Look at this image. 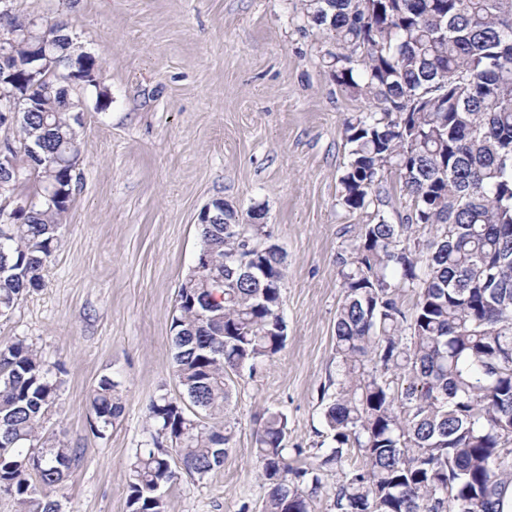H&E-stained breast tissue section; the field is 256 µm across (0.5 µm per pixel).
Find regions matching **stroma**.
Returning <instances> with one entry per match:
<instances>
[{
	"instance_id": "1",
	"label": "stroma",
	"mask_w": 512,
	"mask_h": 512,
	"mask_svg": "<svg viewBox=\"0 0 512 512\" xmlns=\"http://www.w3.org/2000/svg\"><path fill=\"white\" fill-rule=\"evenodd\" d=\"M68 26L99 65L84 103L78 180L39 288L0 316V345L33 344L60 399L43 434L80 458L60 512H127V464L151 442L147 407L182 399L170 323L195 264L198 215L216 198L242 223L263 213L285 254L286 341L233 374L224 464L162 488L166 512H261L255 434L288 418L295 465L327 453L321 392L335 379L337 259L366 213L340 200L344 122L368 108L330 76L326 34L302 0H14ZM118 385L124 411L95 432L89 396Z\"/></svg>"
}]
</instances>
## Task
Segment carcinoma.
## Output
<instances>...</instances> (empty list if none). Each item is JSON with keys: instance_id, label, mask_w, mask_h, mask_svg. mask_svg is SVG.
Returning a JSON list of instances; mask_svg holds the SVG:
<instances>
[{"instance_id": "cac0c4a2", "label": "carcinoma", "mask_w": 512, "mask_h": 512, "mask_svg": "<svg viewBox=\"0 0 512 512\" xmlns=\"http://www.w3.org/2000/svg\"><path fill=\"white\" fill-rule=\"evenodd\" d=\"M304 9L333 41L336 85L371 103L344 123L343 205L369 208L389 173L408 211L401 224L375 213L338 257L339 370L323 412L333 446L316 467L295 466L287 417L268 413L255 438L262 512H310L320 472L350 448L366 465L336 486V512H501L512 484V0H304ZM45 50L59 68L32 88ZM71 52L64 27L44 21L13 45L0 75L35 108L19 112L12 156L27 173L13 190L34 200L0 203V316L40 287L72 201L67 162L81 138L62 71L87 73L96 60ZM239 228L198 225L212 266L180 285L170 331L179 384L204 415L165 396L151 402L153 447L128 464L129 512H165L160 490L179 473L203 479L223 465L229 374L256 372L284 346L285 256L258 239L257 225ZM243 258L259 278L245 275ZM409 290L417 299L407 311L400 297ZM58 400V381L31 345L0 346V491L18 512H59L50 492L75 450L43 439ZM90 409L103 429L120 417L112 379L99 381Z\"/></svg>"}]
</instances>
